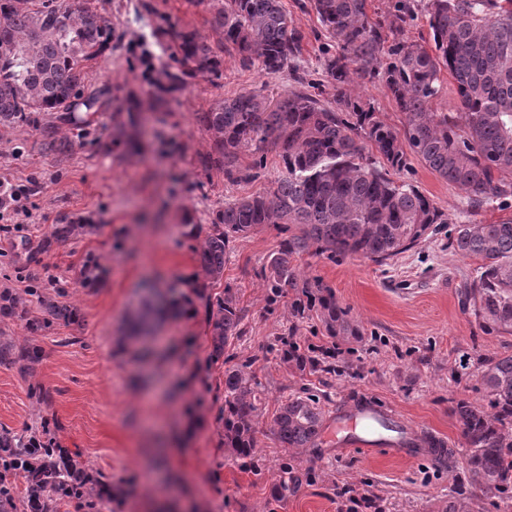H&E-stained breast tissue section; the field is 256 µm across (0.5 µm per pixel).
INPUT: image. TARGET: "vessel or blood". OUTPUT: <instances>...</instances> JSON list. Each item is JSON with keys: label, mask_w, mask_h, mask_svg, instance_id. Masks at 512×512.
<instances>
[{"label": "vessel or blood", "mask_w": 512, "mask_h": 512, "mask_svg": "<svg viewBox=\"0 0 512 512\" xmlns=\"http://www.w3.org/2000/svg\"><path fill=\"white\" fill-rule=\"evenodd\" d=\"M393 419L392 412L380 410L372 402L364 409L338 414L334 431L337 449L343 451L358 448L407 460L424 457L441 467L447 464V449L406 448L399 440L386 435L382 425Z\"/></svg>", "instance_id": "b4317fda"}]
</instances>
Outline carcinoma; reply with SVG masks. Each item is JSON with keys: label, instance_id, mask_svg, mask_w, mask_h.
<instances>
[{"label": "carcinoma", "instance_id": "carcinoma-1", "mask_svg": "<svg viewBox=\"0 0 512 512\" xmlns=\"http://www.w3.org/2000/svg\"><path fill=\"white\" fill-rule=\"evenodd\" d=\"M212 45L195 31L170 29L178 46L175 65L155 81L156 101L182 93L188 79L222 76L224 51H234L245 67L275 75L294 70L302 32L293 26L281 0H210ZM334 51L321 61L333 101L307 90L272 99L256 91L226 98L196 121L210 141L199 155L205 175L217 172L231 183L252 180L266 168L267 154L282 162L281 174L263 194L224 203L211 224L184 225V235L202 239L195 249L209 329V365L224 368V406L218 423L224 447L256 459L258 435L267 432L280 447L316 448L323 412L319 402L297 396L280 407L268 430L260 427L256 388L247 363L227 351L244 335L245 311L230 285L211 297L206 290L224 280L232 244L257 228L273 225L282 239L257 271L267 288V310L290 307L299 321L317 318L322 335L358 337L360 328L336 304L332 289L299 271L303 255L331 262L357 255L384 264L422 243L448 214L411 182L390 172L408 168L417 156L441 178L465 191L472 207L512 200V0H391L381 19L368 13V0H311ZM21 0H0V125L14 127L46 112L75 126L104 102L84 92L90 64L112 45V18L89 0H40L33 8ZM424 17L432 47L405 37ZM456 85L459 110L436 112L432 103L444 92L442 70ZM378 84L405 115L403 128L388 125L374 104L353 93L352 84ZM143 102L136 96L112 113V148L123 155L138 150L134 130ZM41 150L60 154L72 142L56 137L54 126L39 128ZM251 163L242 165V159ZM91 228L56 224L40 241L52 251ZM450 245L480 261L464 296L488 333L512 334V220L497 224H458ZM102 265L90 255L82 265L93 285ZM57 288L49 296L36 285L0 288V319L25 321L28 337H0V366L36 375L41 349L32 337L56 324L78 320V309ZM38 314L30 315L31 304ZM184 304L165 306L152 296L130 308L123 346L140 343L163 315L177 316ZM283 362L299 371L331 372L323 347L297 338L293 325L277 337ZM486 403L461 399L455 414L466 448L472 481L485 494L512 496V354L480 360ZM273 500L296 494L307 474L281 464ZM126 490L95 475L79 449L64 448L56 429L44 422L20 432L0 429V512H102L120 506Z\"/></svg>", "mask_w": 512, "mask_h": 512}]
</instances>
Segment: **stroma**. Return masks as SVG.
<instances>
[{
    "label": "stroma",
    "mask_w": 512,
    "mask_h": 512,
    "mask_svg": "<svg viewBox=\"0 0 512 512\" xmlns=\"http://www.w3.org/2000/svg\"><path fill=\"white\" fill-rule=\"evenodd\" d=\"M92 3L111 15L112 34L121 43L85 79V93L103 94L107 109L90 127H61L74 143L62 156L41 151L33 126L0 127V178L32 187L24 227L0 233V287H26L28 272L37 271L42 286L62 280L81 315L79 324L56 325L34 339L42 351L36 379L53 396L49 408L37 409L27 382L16 370L0 367V428L19 431L44 418L57 423L63 447L80 449L92 471L126 482L132 495L121 512H154L162 498L206 512H265L284 460L309 478L276 512H370L350 505L363 497L379 505V512H448L452 502L464 512H502L500 498L483 494L471 480L453 408L461 399L483 403L479 360L512 353V334L484 331L462 304L459 286L473 277L477 262L456 252L449 237L458 224L512 219V205L472 209L464 191L413 156L404 179L448 214L437 234L383 265L359 257L332 262L303 256L304 272L333 289L337 304L362 331L361 339H339L343 353L331 374L298 371L272 347L291 325L300 340L326 341L318 320L295 322L284 304L267 309L255 272L277 248V230L260 228L235 242L224 283L213 291L231 285L245 309V334L234 350L250 362L261 385L262 423L296 396L315 395L329 416L369 398L393 410L403 425L439 433L454 452L441 468L425 460L368 457L358 449L340 454L327 440L288 452L267 434L256 450L260 467L252 469L225 447L216 422L224 376L206 368L204 308L167 321L136 347L120 348L117 339L126 311L146 286L175 297L191 295L199 268L194 243L183 235L185 216L208 223L225 201L266 191L282 167L272 152L263 177L234 184L220 174L205 177L196 159L208 151L209 141L197 113L246 91L285 97L297 85L289 75L243 67L227 54L220 80L195 78L182 94L151 107L153 83L175 51L169 39L159 37V28L173 24L212 36L207 0ZM282 4L304 36L301 71L320 79L328 41L309 0ZM130 90L145 104L140 148L120 159L112 151V111ZM66 216L91 219L94 232L36 252L37 241ZM90 254L105 270L97 288L81 283Z\"/></svg>",
    "instance_id": "1"
}]
</instances>
